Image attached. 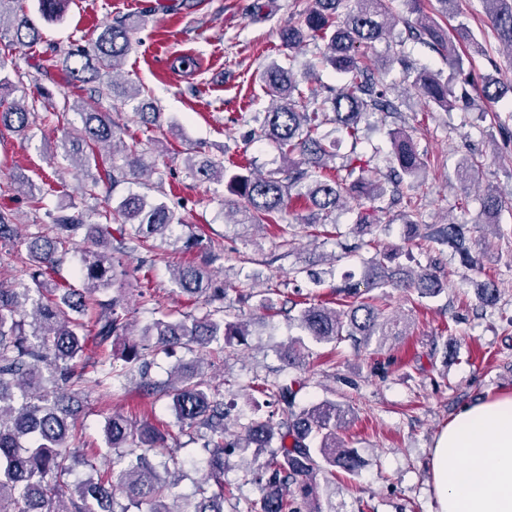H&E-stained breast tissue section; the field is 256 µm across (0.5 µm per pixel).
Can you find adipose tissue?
Wrapping results in <instances>:
<instances>
[{
	"label": "adipose tissue",
	"mask_w": 512,
	"mask_h": 512,
	"mask_svg": "<svg viewBox=\"0 0 512 512\" xmlns=\"http://www.w3.org/2000/svg\"><path fill=\"white\" fill-rule=\"evenodd\" d=\"M436 512H512V393L463 408L429 457Z\"/></svg>",
	"instance_id": "1"
}]
</instances>
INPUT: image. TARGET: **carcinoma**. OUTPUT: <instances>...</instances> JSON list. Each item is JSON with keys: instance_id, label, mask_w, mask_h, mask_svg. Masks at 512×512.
<instances>
[{"instance_id": "carcinoma-1", "label": "carcinoma", "mask_w": 512, "mask_h": 512, "mask_svg": "<svg viewBox=\"0 0 512 512\" xmlns=\"http://www.w3.org/2000/svg\"><path fill=\"white\" fill-rule=\"evenodd\" d=\"M22 0H0V25L10 21L11 45L33 47L43 40L41 22L62 19L64 0H38L37 13L26 12ZM415 23L407 35L388 50L402 67L403 78L412 80L424 98L445 110L471 108L479 98L495 105L512 93V82L499 71L474 75L466 61L484 51L468 23L458 22L453 36L439 18H458L459 0H436L437 16L424 12V0H409ZM496 39L512 51V0H479ZM390 0H313L296 25L280 29L279 38L288 50L313 41L324 45L323 63L343 77V84L330 90L324 103L319 92L304 95L293 69L271 64L262 80L273 106L253 117L257 126L251 139L270 140L284 152L287 162L278 176L262 177L239 164L227 168L211 159H187V169L201 181L224 180L232 198L225 205L244 216L247 223L276 224L283 242L299 236L308 227L302 222L281 223L292 198L313 207L319 221H327L343 200L358 202L356 233L370 235L378 224L376 211L364 203L381 202L387 193L403 197V186L419 182L427 168L405 129L389 133L393 143L392 164L381 178L357 151L361 122L375 115L381 119L398 112L387 87L375 73L376 44L391 33ZM144 17L116 20L104 25L88 45H71L57 54L67 76L83 85H93L94 95L79 112L82 126L68 131L61 141L62 157L77 172L96 160L95 150L120 139L112 122L115 85H105L103 74L115 70L131 48L136 27ZM423 45L448 61V71L419 70L409 58L407 43ZM6 54L0 53V126L23 134L33 112L17 101H8L14 83L4 75ZM325 124H335L351 140V150L336 169L328 162L336 158L335 142L319 133ZM147 170L137 145L126 146L121 158H112L104 175L83 184V193L96 195L99 185L116 188L139 179ZM503 197L487 191L481 211L485 223L497 222ZM51 234L38 235L27 245L30 283L19 288L0 283V512H128L119 501L146 505L147 512H224V456L239 441L228 437L224 398L215 393L202 359L180 364L165 381L148 374L146 356L168 353L189 344L199 349L213 342L248 334L247 324L224 319V283L216 281L208 267L217 259L208 255L203 264H189L173 272L181 293L202 300L205 311L191 321L177 319L156 307L152 319L135 334L131 332L129 308L123 288L125 273L118 253L145 250L150 241L161 239L186 249L202 248L199 240L183 237L189 220L179 217L165 203H150L145 196L130 193L99 214L104 222L90 223L83 213H47ZM405 224L404 240L430 237L450 246L472 269L482 270L471 256L466 228L425 223L418 204L406 201L400 214ZM91 243L82 251L78 276L82 287L57 282L48 272L59 267V249L76 239ZM399 248L379 250L368 261L363 283L347 282L338 288L346 298L344 308L310 303L299 312L298 328L317 344H338L346 339L368 345L382 343L400 333L398 320L377 305L361 298L360 287L369 293L394 288L416 291L420 296L441 292L445 273L435 264L412 270L399 262ZM127 342L121 355L113 353L115 341ZM309 349L301 338L288 343L281 359L287 368L306 364ZM95 386L107 391L123 388L140 376L147 394L169 401L179 432L202 441L207 452V473L191 493L179 490L180 479L168 466L165 434L143 425L137 427L120 413L106 417L105 443L112 450L109 466L99 469L92 457L74 447L81 405L73 387L86 374ZM305 387L300 378L290 382L263 380L259 392L278 405L280 418L252 419L242 425V441L269 453L257 460L256 480L260 498L254 512H323L316 498L317 476L336 468L355 471L352 453L340 449L336 430L343 410L324 400L302 406L298 395ZM84 469L74 488L66 478Z\"/></svg>"}]
</instances>
